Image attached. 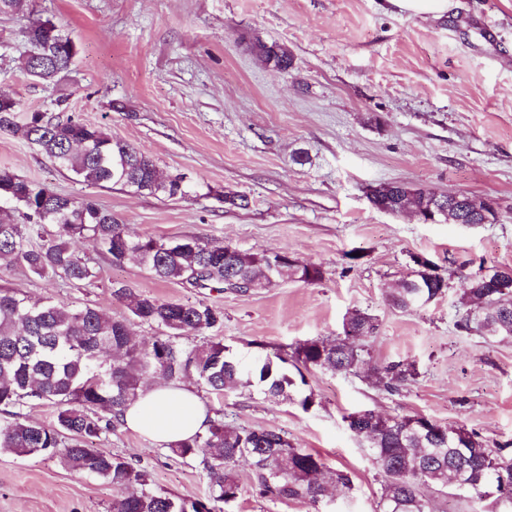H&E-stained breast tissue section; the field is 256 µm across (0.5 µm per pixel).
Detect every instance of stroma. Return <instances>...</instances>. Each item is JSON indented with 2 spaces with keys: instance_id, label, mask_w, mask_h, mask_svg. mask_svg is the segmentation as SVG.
Returning a JSON list of instances; mask_svg holds the SVG:
<instances>
[{
  "instance_id": "stroma-1",
  "label": "stroma",
  "mask_w": 512,
  "mask_h": 512,
  "mask_svg": "<svg viewBox=\"0 0 512 512\" xmlns=\"http://www.w3.org/2000/svg\"><path fill=\"white\" fill-rule=\"evenodd\" d=\"M51 20L77 54L57 82L24 70L20 30ZM286 45L282 73L251 52L255 40ZM21 113L74 115L150 155L160 171L186 174L191 199L89 186L59 171L21 136L0 131V166L112 212L130 232L195 236L243 251H279L321 266V281L285 276L249 294L197 293L134 264L113 266L90 239L74 249L98 271L73 286L20 266L0 286L30 300L94 304L125 315L124 285L162 300L201 298L224 314L212 335L241 358L293 354L304 341L342 331L345 314L379 320L363 341L367 365L350 375H308L316 404L268 400L259 388L199 396L231 426L285 432L294 447L348 472L329 512H376L382 476L347 414L425 415L479 432L512 458V339L491 341L455 326L466 274L512 267V0H449L442 17L383 12L378 0H22L0 14V95ZM400 181L499 202L496 223L425 224L371 206L368 185ZM248 199L229 206L225 193ZM431 258L445 295L416 311L388 302L410 257ZM407 359L417 376L399 392L380 389L374 368ZM138 464L154 488L189 500L209 495L199 461L126 426L97 443ZM229 512H314L303 500L261 495L247 464ZM111 484L66 469L58 457L0 453V512H112Z\"/></svg>"
}]
</instances>
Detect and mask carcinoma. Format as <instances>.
Instances as JSON below:
<instances>
[{
  "mask_svg": "<svg viewBox=\"0 0 512 512\" xmlns=\"http://www.w3.org/2000/svg\"><path fill=\"white\" fill-rule=\"evenodd\" d=\"M30 46L27 75L51 82L67 72L76 46L53 22L36 21L24 29ZM253 52L280 72L291 68L293 55L283 44L256 41ZM0 131L19 133L57 168L88 186L121 185L140 194L185 199L191 187L180 174L160 175L155 160L122 139L72 116L41 112L19 115L18 103L0 102ZM430 192L403 184L398 200L407 210L420 209ZM452 219L479 224L476 198L450 192ZM92 239L112 264L134 263L161 281L187 283L205 290L238 294L264 288L288 271L306 283L323 278L319 266L289 261L284 252L249 253L194 236L156 239L130 233L112 212L90 199H78L0 169V259L8 258L29 274L56 277L72 285H91L94 267L71 250L69 240ZM412 266L389 293L390 304L410 311L439 299L448 281L437 269L411 258ZM460 298L465 313L457 329L493 340L512 338V288H492L483 270L467 276ZM129 317L117 319L96 305L79 309L48 300L30 301L9 288L0 289V453L57 455L73 471L112 483L119 494L112 512H226L241 487L235 469L249 464L262 495L278 499L324 502L328 485L348 487V474L336 470L324 477L320 457L292 446L287 436L265 428H236L224 419L209 421L203 434L168 445L185 460L201 459L209 479L205 501H187L155 490L148 474L96 447L94 442L121 423L126 405L143 389L142 379H179L192 375L205 390L222 395L255 383L266 397L296 401L305 411L315 405L303 370L333 374L358 372L364 363L357 342L373 337L377 319L354 309L341 335L300 344L295 361L281 355L247 363L214 338L197 343L194 336L217 329L223 312L201 299L166 301L123 286L112 289ZM482 310L486 330L479 331L469 312ZM154 326L159 335L131 343L128 323ZM416 376L414 364L391 362L377 368L378 385L395 393ZM33 401L55 408L50 425L30 421L24 407ZM363 409L346 417L350 431L367 445L384 481L379 512H435L424 489L443 490L457 476L471 503L493 499L492 512H512V460L489 450L475 431L441 425L424 415L388 416Z\"/></svg>",
  "mask_w": 512,
  "mask_h": 512,
  "instance_id": "obj_1",
  "label": "carcinoma"
}]
</instances>
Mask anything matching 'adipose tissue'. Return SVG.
<instances>
[{"label":"adipose tissue","mask_w":512,"mask_h":512,"mask_svg":"<svg viewBox=\"0 0 512 512\" xmlns=\"http://www.w3.org/2000/svg\"><path fill=\"white\" fill-rule=\"evenodd\" d=\"M122 421L132 431L168 444L204 433L209 415L190 385L158 382L144 387L126 406Z\"/></svg>","instance_id":"1"}]
</instances>
